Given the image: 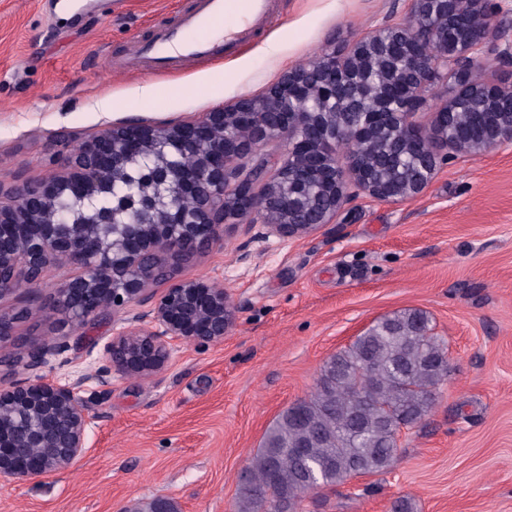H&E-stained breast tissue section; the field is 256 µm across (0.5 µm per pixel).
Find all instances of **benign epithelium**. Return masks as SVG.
I'll return each mask as SVG.
<instances>
[{
  "label": "benign epithelium",
  "instance_id": "benign-epithelium-1",
  "mask_svg": "<svg viewBox=\"0 0 512 512\" xmlns=\"http://www.w3.org/2000/svg\"><path fill=\"white\" fill-rule=\"evenodd\" d=\"M493 42L511 65L512 36L492 21L488 0H411L407 17L284 73L229 110L189 123L114 124L74 150L57 136L52 161L64 174L0 184V299L38 287L64 259L81 272L58 284L56 310L83 325L129 312L154 283L170 281L104 345L106 374L149 375L180 345L224 340L227 292L204 279L176 280L174 267L216 244L230 220L262 224L276 212L269 232L297 238L335 223L355 191L387 202L420 195L444 147L471 155L511 145L512 84L482 75ZM463 107L476 110V138L453 128ZM424 111L428 127L413 121ZM140 160L152 172L151 192L116 236L115 216L98 202ZM84 381L0 388L1 476L24 482L74 465L89 424Z\"/></svg>",
  "mask_w": 512,
  "mask_h": 512
}]
</instances>
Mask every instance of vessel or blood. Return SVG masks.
<instances>
[{
	"instance_id": "b4317fda",
	"label": "vessel or blood",
	"mask_w": 512,
	"mask_h": 512,
	"mask_svg": "<svg viewBox=\"0 0 512 512\" xmlns=\"http://www.w3.org/2000/svg\"><path fill=\"white\" fill-rule=\"evenodd\" d=\"M271 0H192L175 23L163 26L154 38L141 44L134 55L124 61V69L146 65L167 70L184 58L204 59L217 52L218 46L209 31L223 23L226 15L239 17L237 29L227 31L226 39L245 43L250 25L267 16Z\"/></svg>"
}]
</instances>
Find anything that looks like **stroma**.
Wrapping results in <instances>:
<instances>
[{"label": "stroma", "instance_id": "1", "mask_svg": "<svg viewBox=\"0 0 512 512\" xmlns=\"http://www.w3.org/2000/svg\"><path fill=\"white\" fill-rule=\"evenodd\" d=\"M0 0V182L58 174L53 140L79 141L132 119L191 121L261 95L303 66L389 20L410 0H275L246 45L165 71L110 72L190 0ZM149 82L159 93L140 91ZM217 244L177 270L222 285L234 311L219 343L177 347L149 376L95 373L115 326L103 315L59 320L49 267L40 287L0 299L17 315L0 348H48L37 369L0 366V387L78 376L87 447L68 471L0 477V512H237L240 472L283 410L314 391L323 363L376 320L427 313L450 354L430 413L399 441L388 470L304 495L297 512H512V146L481 157L449 153L420 196L357 195L335 223L299 238L261 236L247 221L219 227ZM66 343L64 354L52 353Z\"/></svg>", "mask_w": 512, "mask_h": 512}]
</instances>
